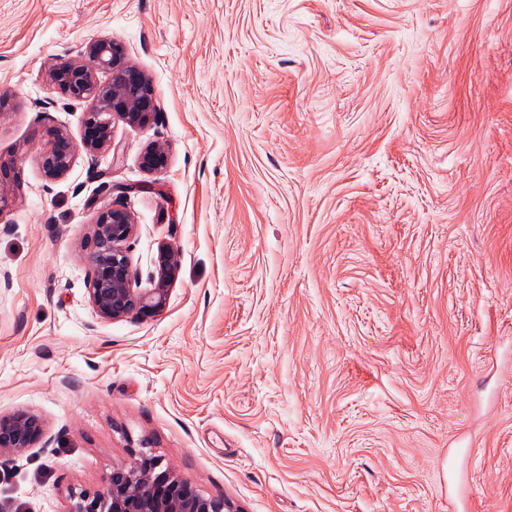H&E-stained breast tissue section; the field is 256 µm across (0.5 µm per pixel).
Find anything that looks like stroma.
<instances>
[{
  "label": "stroma",
  "mask_w": 512,
  "mask_h": 512,
  "mask_svg": "<svg viewBox=\"0 0 512 512\" xmlns=\"http://www.w3.org/2000/svg\"><path fill=\"white\" fill-rule=\"evenodd\" d=\"M107 35L156 113L48 180L49 70ZM0 161V415L45 423L0 512L144 447L237 512H512V0H0ZM112 203L140 287L178 252L153 319L89 302ZM169 162L168 148L161 143L147 146L140 155L139 164L141 169L149 174L165 169Z\"/></svg>",
  "instance_id": "35a3bbf8"
}]
</instances>
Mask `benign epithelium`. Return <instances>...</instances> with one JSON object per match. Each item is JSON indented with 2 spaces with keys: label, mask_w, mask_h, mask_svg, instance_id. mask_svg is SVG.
<instances>
[{
  "label": "benign epithelium",
  "mask_w": 512,
  "mask_h": 512,
  "mask_svg": "<svg viewBox=\"0 0 512 512\" xmlns=\"http://www.w3.org/2000/svg\"><path fill=\"white\" fill-rule=\"evenodd\" d=\"M124 57L123 45L106 36L90 44L80 60L61 62L51 69L50 78L57 89L89 101L90 108L84 113L80 142L56 129L45 131L40 164L46 178L66 175L81 150L94 156L112 149V119L119 117L137 126L154 115L155 90L150 79L125 64ZM109 72V81H99V74ZM168 162V148L161 143L147 146L139 159L141 169L149 174L165 169ZM136 228L132 214L123 206L113 203L96 214L88 241V295L103 320H148L166 309L179 271L173 247H160L151 287H137L138 276L127 251ZM43 432V423L34 414L1 415L0 455L31 447ZM75 499L72 512H235L227 499L195 493L150 451L113 466L104 486L83 490Z\"/></svg>",
  "instance_id": "benign-epithelium-1"
}]
</instances>
